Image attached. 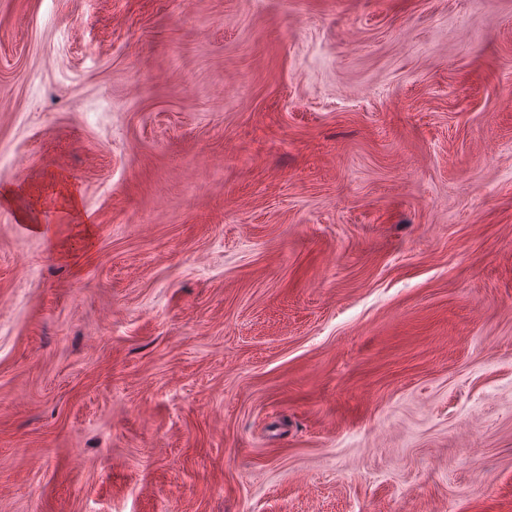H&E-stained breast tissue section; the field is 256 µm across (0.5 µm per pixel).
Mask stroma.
<instances>
[{
	"label": "stroma",
	"instance_id": "1",
	"mask_svg": "<svg viewBox=\"0 0 512 512\" xmlns=\"http://www.w3.org/2000/svg\"><path fill=\"white\" fill-rule=\"evenodd\" d=\"M0 512H512V0H0Z\"/></svg>",
	"mask_w": 512,
	"mask_h": 512
}]
</instances>
